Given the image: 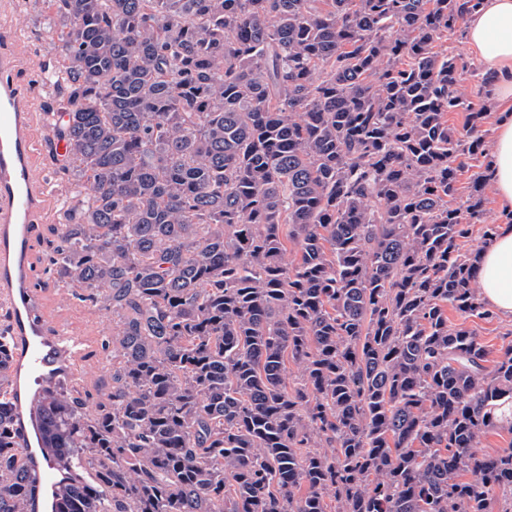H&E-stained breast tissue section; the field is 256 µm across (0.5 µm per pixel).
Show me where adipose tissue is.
<instances>
[{"instance_id": "adipose-tissue-1", "label": "adipose tissue", "mask_w": 512, "mask_h": 512, "mask_svg": "<svg viewBox=\"0 0 512 512\" xmlns=\"http://www.w3.org/2000/svg\"><path fill=\"white\" fill-rule=\"evenodd\" d=\"M473 55L496 74L492 100L506 115L492 141L490 186L496 202L512 209V0H483L467 22ZM481 296L488 308L512 317V225H500L482 253L478 274Z\"/></svg>"}]
</instances>
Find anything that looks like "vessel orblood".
<instances>
[{
	"label": "vessel or blood",
	"mask_w": 512,
	"mask_h": 512,
	"mask_svg": "<svg viewBox=\"0 0 512 512\" xmlns=\"http://www.w3.org/2000/svg\"><path fill=\"white\" fill-rule=\"evenodd\" d=\"M19 59L0 54V305L10 311L13 355L31 385L13 400L14 421L36 482L31 512H53L50 494L62 479L84 482L76 468L61 469L47 456L44 422L37 402L45 388L76 384L83 376L85 340L67 327H50L40 309L41 287L31 275L29 245L33 226L54 202V178L38 177L40 134L53 120L13 80Z\"/></svg>",
	"instance_id": "vessel-or-blood-1"
}]
</instances>
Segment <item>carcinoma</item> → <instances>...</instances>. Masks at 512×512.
<instances>
[{"label": "carcinoma", "instance_id": "1", "mask_svg": "<svg viewBox=\"0 0 512 512\" xmlns=\"http://www.w3.org/2000/svg\"><path fill=\"white\" fill-rule=\"evenodd\" d=\"M41 2L75 188L47 266L115 323L106 400L38 404L92 475L54 512H512V450L477 451L512 342L489 368L448 323L492 317L486 175L451 204L487 109L438 49L482 0ZM7 318L0 512H29Z\"/></svg>", "mask_w": 512, "mask_h": 512}]
</instances>
